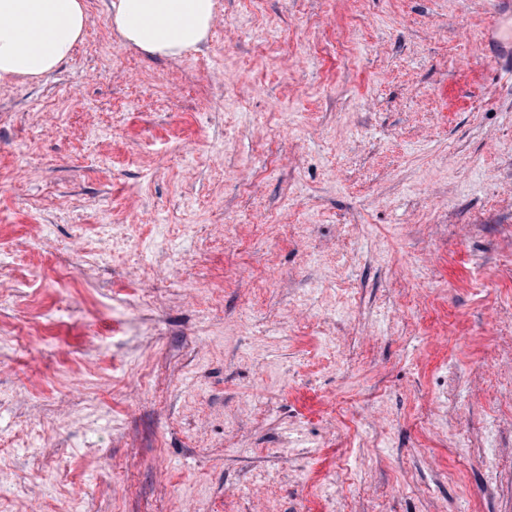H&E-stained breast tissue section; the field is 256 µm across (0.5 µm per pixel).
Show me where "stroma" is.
Returning a JSON list of instances; mask_svg holds the SVG:
<instances>
[{
    "label": "stroma",
    "instance_id": "35a3bbf8",
    "mask_svg": "<svg viewBox=\"0 0 512 512\" xmlns=\"http://www.w3.org/2000/svg\"><path fill=\"white\" fill-rule=\"evenodd\" d=\"M84 2L0 83V512H512L494 0ZM112 30L130 47L178 59L206 43L216 18L215 0H111Z\"/></svg>",
    "mask_w": 512,
    "mask_h": 512
}]
</instances>
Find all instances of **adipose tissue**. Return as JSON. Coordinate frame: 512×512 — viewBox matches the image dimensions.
<instances>
[{
    "label": "adipose tissue",
    "mask_w": 512,
    "mask_h": 512,
    "mask_svg": "<svg viewBox=\"0 0 512 512\" xmlns=\"http://www.w3.org/2000/svg\"><path fill=\"white\" fill-rule=\"evenodd\" d=\"M113 31L151 56L177 59L206 43L216 0H111ZM82 0H0V78H38L60 66L85 30Z\"/></svg>",
    "instance_id": "adipose-tissue-1"
}]
</instances>
